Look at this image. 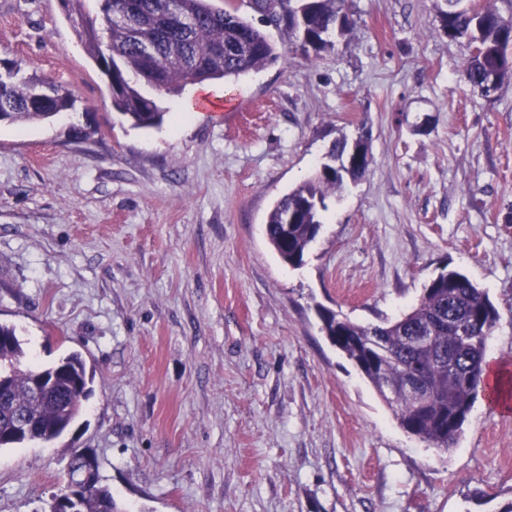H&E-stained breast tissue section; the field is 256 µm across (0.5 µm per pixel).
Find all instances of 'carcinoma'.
<instances>
[{"label": "carcinoma", "mask_w": 512, "mask_h": 512, "mask_svg": "<svg viewBox=\"0 0 512 512\" xmlns=\"http://www.w3.org/2000/svg\"><path fill=\"white\" fill-rule=\"evenodd\" d=\"M61 2L78 41L107 76L112 107L134 128L159 127L166 115L155 98L143 93L144 86L176 93L190 85L231 82L276 63L292 49L317 56L333 45L332 38L350 34L355 26L349 0H249L260 15L257 25L238 15L235 0H224L222 8L213 0H106L93 15L86 0ZM444 2L441 29L474 45L462 78L479 89L493 59L512 46V16L506 19L490 5L470 8L467 0ZM274 17L283 22L278 43L266 30ZM0 64V123L50 121L75 110L76 97L68 87L26 75L13 61ZM371 164L368 160L346 171L325 164L276 202L264 232L283 262L303 263L319 234L327 200L346 180L365 177ZM497 318L488 293L456 270L440 272L408 311L379 324L363 326L348 318L339 323L335 313L321 312L328 339L376 389L400 427L436 449L456 445L478 394L492 404L512 394L488 382V342ZM424 330L437 336L436 345L411 343ZM0 338V374L8 380V396L0 400V429L18 409L28 410L33 420L29 434L3 446L59 438L63 424L80 415L78 390L91 393L85 360L77 352L62 357L50 397L37 401L30 394L32 366L15 328L0 323ZM412 376L421 380L426 397L406 390ZM85 506L88 512H120L107 490L90 493Z\"/></svg>", "instance_id": "carcinoma-1"}]
</instances>
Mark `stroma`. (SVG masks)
Here are the masks:
<instances>
[{
  "mask_svg": "<svg viewBox=\"0 0 512 512\" xmlns=\"http://www.w3.org/2000/svg\"><path fill=\"white\" fill-rule=\"evenodd\" d=\"M443 0H353L356 27L294 53L181 121L136 129L59 0H0V60L59 82L77 111L0 125V323L30 364L68 353L92 393L56 441L0 448V512H42L90 450L122 512H504L512 409L478 397L456 448L405 432L327 338L407 311L457 270L498 311L512 373V83L462 80ZM102 126L89 134L90 126ZM373 164L329 202L300 267L263 228L339 135Z\"/></svg>",
  "mask_w": 512,
  "mask_h": 512,
  "instance_id": "obj_1",
  "label": "stroma"
}]
</instances>
